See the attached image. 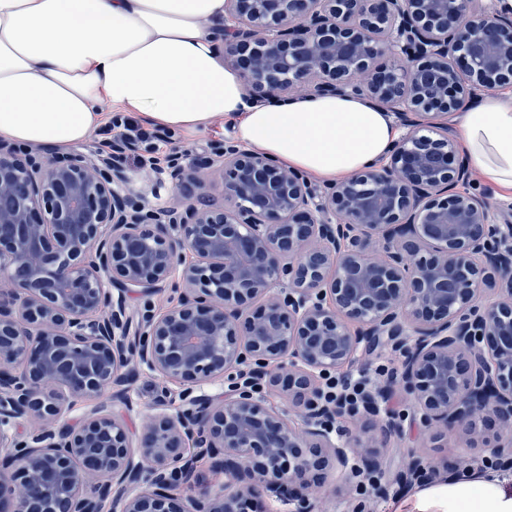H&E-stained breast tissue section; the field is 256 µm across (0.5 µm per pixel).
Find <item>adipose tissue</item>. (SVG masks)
<instances>
[{"mask_svg":"<svg viewBox=\"0 0 512 512\" xmlns=\"http://www.w3.org/2000/svg\"><path fill=\"white\" fill-rule=\"evenodd\" d=\"M224 0H0V140L65 151L115 111L187 132L234 122L238 140L321 183L384 157L400 130L357 97L245 101L215 28ZM473 174L512 202V91L467 109L458 133ZM443 512H512L496 481L433 489Z\"/></svg>","mask_w":512,"mask_h":512,"instance_id":"ef3b65f1","label":"adipose tissue"}]
</instances>
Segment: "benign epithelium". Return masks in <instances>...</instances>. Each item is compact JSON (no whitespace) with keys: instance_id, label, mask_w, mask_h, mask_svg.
Segmentation results:
<instances>
[{"instance_id":"7a95c632","label":"benign epithelium","mask_w":512,"mask_h":512,"mask_svg":"<svg viewBox=\"0 0 512 512\" xmlns=\"http://www.w3.org/2000/svg\"><path fill=\"white\" fill-rule=\"evenodd\" d=\"M501 2L225 0L224 57L248 101L362 97L404 129L335 184L226 141L191 164L221 170L223 207L157 208L163 179L136 192L124 169L134 144L108 158L0 143V512H264L269 494L313 512L330 462L379 471L395 389L422 429L482 442L512 472V216L468 188L448 127L426 122L512 87ZM186 160L160 170L176 188ZM166 290L176 300L153 313ZM380 345L400 368L345 439L323 380ZM131 365L160 381L135 448L102 401L132 406ZM278 389L288 405L270 403ZM197 455L224 483L195 484ZM438 472L412 450L395 482Z\"/></svg>"}]
</instances>
